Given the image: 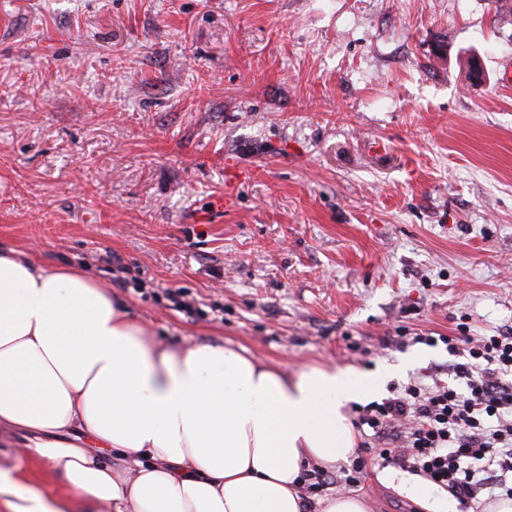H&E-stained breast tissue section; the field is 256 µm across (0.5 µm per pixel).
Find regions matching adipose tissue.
<instances>
[{"instance_id": "ef3b65f1", "label": "adipose tissue", "mask_w": 512, "mask_h": 512, "mask_svg": "<svg viewBox=\"0 0 512 512\" xmlns=\"http://www.w3.org/2000/svg\"><path fill=\"white\" fill-rule=\"evenodd\" d=\"M373 385L162 344L83 270L0 250V512H303V473L353 454L344 408Z\"/></svg>"}]
</instances>
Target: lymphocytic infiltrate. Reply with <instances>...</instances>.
<instances>
[{"label":"lymphocytic infiltrate","mask_w":512,"mask_h":512,"mask_svg":"<svg viewBox=\"0 0 512 512\" xmlns=\"http://www.w3.org/2000/svg\"><path fill=\"white\" fill-rule=\"evenodd\" d=\"M444 344L454 361L451 379L413 380L358 410L369 431L340 472L315 468L304 475L308 492L360 483L369 465L408 469L448 492L461 512H479V495L497 489L512 499V332L490 336L424 334Z\"/></svg>","instance_id":"obj_1"}]
</instances>
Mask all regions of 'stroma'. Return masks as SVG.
Listing matches in <instances>:
<instances>
[{"label": "stroma", "mask_w": 512, "mask_h": 512, "mask_svg": "<svg viewBox=\"0 0 512 512\" xmlns=\"http://www.w3.org/2000/svg\"><path fill=\"white\" fill-rule=\"evenodd\" d=\"M509 15L0 0V247L86 268L171 345L371 371L376 400L430 381L452 357L416 334L512 327ZM357 492L368 512H411L415 492L459 510L392 466Z\"/></svg>", "instance_id": "35a3bbf8"}]
</instances>
